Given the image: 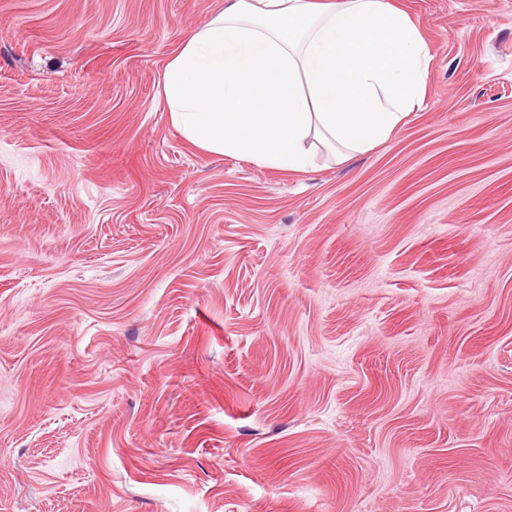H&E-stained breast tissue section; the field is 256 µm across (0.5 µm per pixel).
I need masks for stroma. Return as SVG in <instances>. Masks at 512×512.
<instances>
[{
  "mask_svg": "<svg viewBox=\"0 0 512 512\" xmlns=\"http://www.w3.org/2000/svg\"><path fill=\"white\" fill-rule=\"evenodd\" d=\"M420 111L304 173L161 76L224 0H0V512H512V0H399Z\"/></svg>",
  "mask_w": 512,
  "mask_h": 512,
  "instance_id": "1",
  "label": "stroma"
}]
</instances>
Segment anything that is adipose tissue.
Wrapping results in <instances>:
<instances>
[{"instance_id":"ef3b65f1","label":"adipose tissue","mask_w":512,"mask_h":512,"mask_svg":"<svg viewBox=\"0 0 512 512\" xmlns=\"http://www.w3.org/2000/svg\"><path fill=\"white\" fill-rule=\"evenodd\" d=\"M428 48L393 0H225L162 76L197 148L305 171L316 139L343 162L387 141L425 98Z\"/></svg>"}]
</instances>
